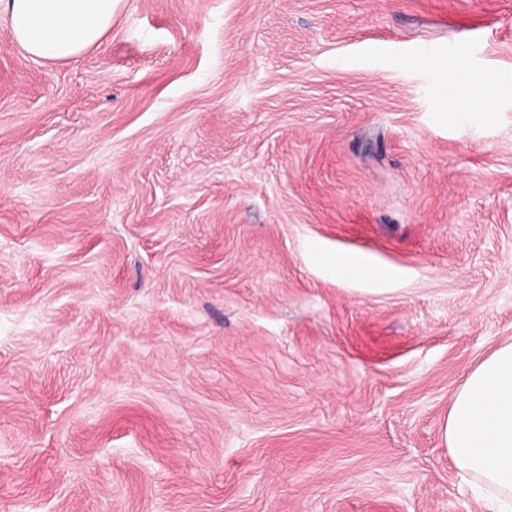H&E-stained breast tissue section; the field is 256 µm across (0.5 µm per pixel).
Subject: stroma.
<instances>
[{
  "label": "stroma",
  "mask_w": 512,
  "mask_h": 512,
  "mask_svg": "<svg viewBox=\"0 0 512 512\" xmlns=\"http://www.w3.org/2000/svg\"><path fill=\"white\" fill-rule=\"evenodd\" d=\"M510 342L512 0L0 14V512H487L443 424ZM119 0H1L14 41L33 59L63 63L97 47Z\"/></svg>",
  "instance_id": "35a3bbf8"
}]
</instances>
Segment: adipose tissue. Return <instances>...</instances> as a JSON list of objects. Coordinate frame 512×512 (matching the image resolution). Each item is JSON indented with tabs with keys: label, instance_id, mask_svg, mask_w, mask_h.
Returning a JSON list of instances; mask_svg holds the SVG:
<instances>
[{
	"label": "adipose tissue",
	"instance_id": "1",
	"mask_svg": "<svg viewBox=\"0 0 512 512\" xmlns=\"http://www.w3.org/2000/svg\"><path fill=\"white\" fill-rule=\"evenodd\" d=\"M117 0H0L15 42L33 59L63 63L100 44ZM444 438L490 512H512V343L485 356L454 392Z\"/></svg>",
	"mask_w": 512,
	"mask_h": 512
}]
</instances>
